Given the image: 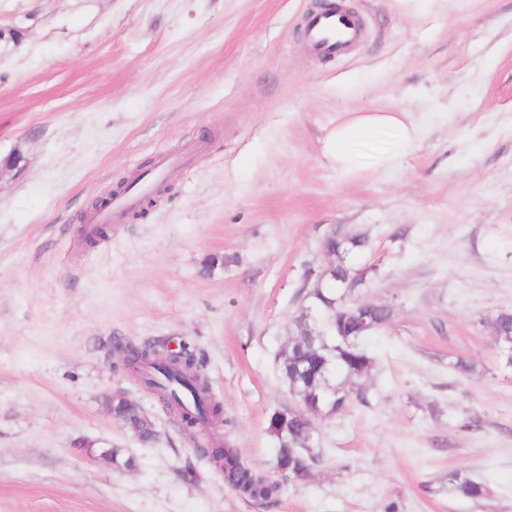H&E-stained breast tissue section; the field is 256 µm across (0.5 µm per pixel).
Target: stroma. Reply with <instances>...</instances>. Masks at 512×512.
Here are the masks:
<instances>
[{
	"instance_id": "obj_1",
	"label": "stroma",
	"mask_w": 512,
	"mask_h": 512,
	"mask_svg": "<svg viewBox=\"0 0 512 512\" xmlns=\"http://www.w3.org/2000/svg\"><path fill=\"white\" fill-rule=\"evenodd\" d=\"M340 2L361 37L322 57L320 0H0V512H512V0ZM352 112L407 113L420 140L387 171L393 133L356 141L342 174L325 140ZM163 160L168 191L86 244L93 205ZM333 234L366 242L352 299L394 314L365 404L313 418L310 475L255 503L118 346L187 344L219 436L274 476L278 362ZM454 470L488 497L449 495ZM500 360L508 364L512 357V311L498 313L493 322ZM113 413L119 417L128 428L140 430L145 438H149L155 434V430L151 420H149L140 410V408L132 402L126 400L125 403L116 401L113 404Z\"/></svg>"
}]
</instances>
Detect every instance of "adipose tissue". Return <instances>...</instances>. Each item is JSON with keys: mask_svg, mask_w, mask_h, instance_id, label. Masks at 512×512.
<instances>
[{"mask_svg": "<svg viewBox=\"0 0 512 512\" xmlns=\"http://www.w3.org/2000/svg\"><path fill=\"white\" fill-rule=\"evenodd\" d=\"M394 131L395 139L391 148L380 152L374 163L382 169H390L397 165L420 138L419 128L407 122L402 112H355L343 123L336 125L326 138V155L336 170L344 174L356 173L359 161L351 150L354 140L371 137L382 130Z\"/></svg>", "mask_w": 512, "mask_h": 512, "instance_id": "ef3b65f1", "label": "adipose tissue"}]
</instances>
